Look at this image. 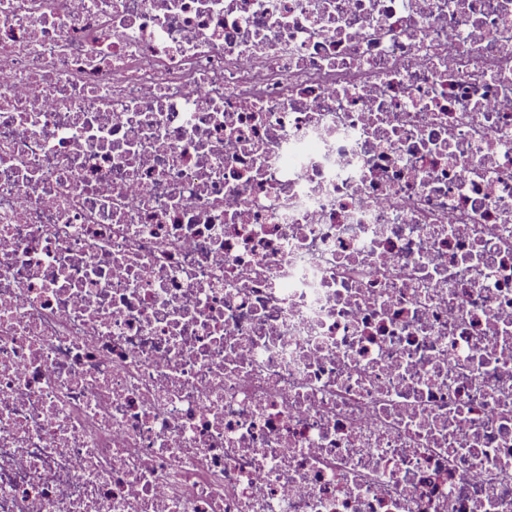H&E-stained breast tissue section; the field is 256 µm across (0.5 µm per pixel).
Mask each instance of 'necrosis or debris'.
Listing matches in <instances>:
<instances>
[{"mask_svg": "<svg viewBox=\"0 0 512 512\" xmlns=\"http://www.w3.org/2000/svg\"><path fill=\"white\" fill-rule=\"evenodd\" d=\"M0 0V512H512V0Z\"/></svg>", "mask_w": 512, "mask_h": 512, "instance_id": "1", "label": "necrosis or debris"}]
</instances>
